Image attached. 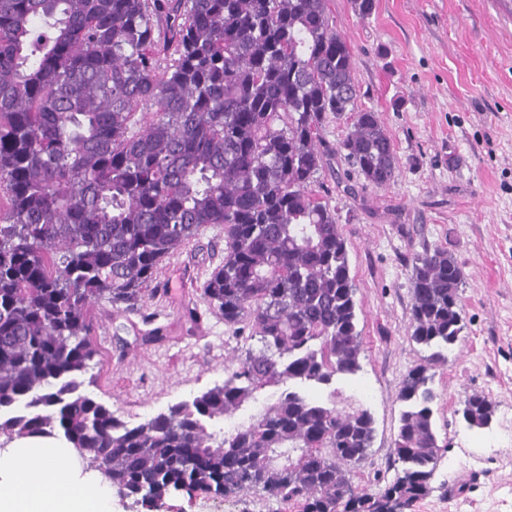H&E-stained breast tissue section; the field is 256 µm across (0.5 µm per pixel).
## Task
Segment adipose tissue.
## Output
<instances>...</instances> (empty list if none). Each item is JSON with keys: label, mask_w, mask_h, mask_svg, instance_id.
I'll return each instance as SVG.
<instances>
[{"label": "adipose tissue", "mask_w": 512, "mask_h": 512, "mask_svg": "<svg viewBox=\"0 0 512 512\" xmlns=\"http://www.w3.org/2000/svg\"><path fill=\"white\" fill-rule=\"evenodd\" d=\"M102 475L79 478L73 448L56 438H20L0 450V512H112Z\"/></svg>", "instance_id": "1"}]
</instances>
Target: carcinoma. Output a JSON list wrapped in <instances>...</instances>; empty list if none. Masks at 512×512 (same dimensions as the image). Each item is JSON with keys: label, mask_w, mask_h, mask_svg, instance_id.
<instances>
[{"label": "carcinoma", "mask_w": 512, "mask_h": 512, "mask_svg": "<svg viewBox=\"0 0 512 512\" xmlns=\"http://www.w3.org/2000/svg\"><path fill=\"white\" fill-rule=\"evenodd\" d=\"M329 0H0V435H63L88 470L151 512L169 497L258 494L295 512H405L432 491L441 446L433 365L463 330L465 272L446 248L411 260L407 403L375 494L353 487L375 428L286 383L361 368L336 209L312 188L343 160L357 198L393 182L377 114ZM350 121L336 144L321 129ZM208 228L224 263L201 298L243 343L224 380L131 425L82 390L93 308L132 311L160 265ZM257 341L259 347L251 345ZM257 408L227 429L226 420ZM495 405L463 403L469 429Z\"/></svg>", "instance_id": "1"}]
</instances>
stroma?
Segmentation results:
<instances>
[{
  "label": "stroma",
  "instance_id": "1",
  "mask_svg": "<svg viewBox=\"0 0 512 512\" xmlns=\"http://www.w3.org/2000/svg\"><path fill=\"white\" fill-rule=\"evenodd\" d=\"M330 13L355 55L357 105L377 113L398 168L389 186L368 187L361 200L337 183L346 162L316 175L340 216L363 351L355 375L303 390L372 413L375 438L354 486L383 489L394 476L402 380L430 354L409 337L410 259L426 245L447 248L467 274L465 328L447 363L432 369L442 457L431 493L409 512H512V0H376L364 19L350 0H330ZM223 259V234L207 230L163 263L157 294L141 310L98 304L99 353L85 392L140 422L223 383L238 344L200 297ZM149 326L164 340L142 343ZM474 393L496 405L491 426L478 431L459 414ZM163 512L289 509L199 492L168 499Z\"/></svg>",
  "mask_w": 512,
  "mask_h": 512
}]
</instances>
